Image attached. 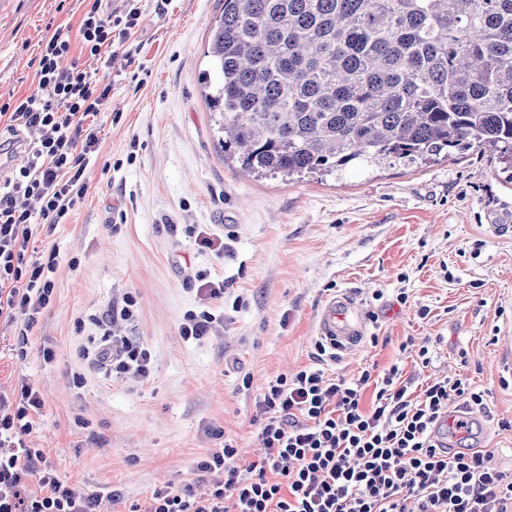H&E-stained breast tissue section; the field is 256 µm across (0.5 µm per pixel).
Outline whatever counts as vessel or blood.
<instances>
[{"label":"vessel or blood","instance_id":"1","mask_svg":"<svg viewBox=\"0 0 512 512\" xmlns=\"http://www.w3.org/2000/svg\"><path fill=\"white\" fill-rule=\"evenodd\" d=\"M365 329V318L351 294L332 297L320 310L317 333L332 350L352 348Z\"/></svg>","mask_w":512,"mask_h":512}]
</instances>
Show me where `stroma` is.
Segmentation results:
<instances>
[{"label": "stroma", "mask_w": 512, "mask_h": 512, "mask_svg": "<svg viewBox=\"0 0 512 512\" xmlns=\"http://www.w3.org/2000/svg\"><path fill=\"white\" fill-rule=\"evenodd\" d=\"M93 2L0 0V105L34 90L42 40L75 35ZM139 6L133 59H79L110 89L100 149L69 223L42 236L60 266L27 360L0 338V384L23 372L46 399L33 447L77 490L141 501L195 478L217 445L212 429L236 441L242 463L255 460L257 402L278 374L317 363L351 380L395 364L417 388L461 377L486 391L456 446L490 450L512 473V230L492 229L512 214V182L496 156L301 181L241 170L224 158L202 80L224 0ZM200 274L223 283L224 320L193 342L180 325L202 305L189 288ZM342 290L355 293L367 330L349 351L319 353L318 308ZM129 295L135 321L110 332L150 349L144 380L112 379L79 356L100 337L97 319ZM422 341L426 366L412 348Z\"/></svg>", "instance_id": "35a3bbf8"}]
</instances>
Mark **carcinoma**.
Instances as JSON below:
<instances>
[{
    "label": "carcinoma",
    "instance_id": "carcinoma-1",
    "mask_svg": "<svg viewBox=\"0 0 512 512\" xmlns=\"http://www.w3.org/2000/svg\"><path fill=\"white\" fill-rule=\"evenodd\" d=\"M224 158L303 178L484 149L512 177V0H224Z\"/></svg>",
    "mask_w": 512,
    "mask_h": 512
}]
</instances>
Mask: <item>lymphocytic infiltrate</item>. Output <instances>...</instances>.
<instances>
[{"mask_svg": "<svg viewBox=\"0 0 512 512\" xmlns=\"http://www.w3.org/2000/svg\"><path fill=\"white\" fill-rule=\"evenodd\" d=\"M140 19L136 0H119L105 16L91 7L76 37L43 40L36 89L0 106L8 133L38 132L26 164L0 183V331L12 332L17 361L28 357L59 269L57 250L38 254V231L68 223L83 199L99 150L97 116L107 108V92L70 57L78 49L110 59ZM197 291L205 303L185 316L187 340L206 338L224 305L223 287L208 282ZM91 355L119 378L150 374L151 353L140 342L105 337ZM485 396L466 379L445 377L412 394L395 365L349 382L314 367L281 374L258 402V460L238 466L237 446L225 441L198 461L197 478L153 488L128 512H512V476L492 466L490 451L450 452L433 440L447 417L467 429ZM45 404L26 376L0 385V512H98L97 495L78 491L26 440Z\"/></svg>", "mask_w": 512, "mask_h": 512, "instance_id": "lymphocytic-infiltrate-1", "label": "lymphocytic infiltrate"}]
</instances>
